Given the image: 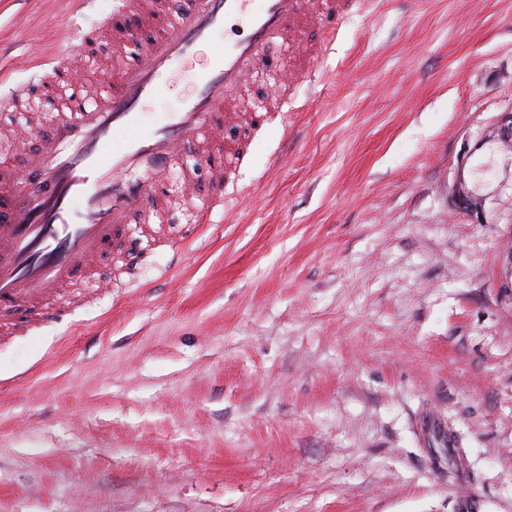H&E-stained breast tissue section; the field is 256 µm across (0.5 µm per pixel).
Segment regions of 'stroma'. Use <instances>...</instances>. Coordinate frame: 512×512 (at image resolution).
I'll list each match as a JSON object with an SVG mask.
<instances>
[{"mask_svg":"<svg viewBox=\"0 0 512 512\" xmlns=\"http://www.w3.org/2000/svg\"><path fill=\"white\" fill-rule=\"evenodd\" d=\"M70 0H0V99L67 53L103 86ZM224 127L245 156L224 209L112 236L93 289L0 329V512H512V189L452 209L464 144L512 107V0L354 6L315 76L268 49ZM197 68L145 103L152 127Z\"/></svg>","mask_w":512,"mask_h":512,"instance_id":"35a3bbf8","label":"stroma"}]
</instances>
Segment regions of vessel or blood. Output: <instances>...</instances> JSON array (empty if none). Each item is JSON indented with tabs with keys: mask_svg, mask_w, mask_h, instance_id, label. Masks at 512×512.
I'll list each match as a JSON object with an SVG mask.
<instances>
[{
	"mask_svg": "<svg viewBox=\"0 0 512 512\" xmlns=\"http://www.w3.org/2000/svg\"><path fill=\"white\" fill-rule=\"evenodd\" d=\"M122 9L153 30L139 63L124 65L93 98L74 96L45 114L50 133L28 156L23 177L0 168V308L38 316L77 270L93 269L116 225L136 223L145 211L162 219L173 172L191 164L179 145L217 140L225 121L240 119L238 92L265 73L272 43L305 22L335 26L347 11L344 0H189L163 15L153 14L149 0H122ZM229 20L241 23L245 36L211 51L182 107L144 129L141 102L159 96ZM117 127L128 133L120 142L112 137ZM239 160L228 151L192 162L213 180L203 192L189 179L176 186L191 199L189 223H208L223 209L224 171Z\"/></svg>",
	"mask_w": 512,
	"mask_h": 512,
	"instance_id": "1",
	"label": "vessel or blood"
}]
</instances>
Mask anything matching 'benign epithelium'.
<instances>
[{"label":"benign epithelium","mask_w":512,"mask_h":512,"mask_svg":"<svg viewBox=\"0 0 512 512\" xmlns=\"http://www.w3.org/2000/svg\"><path fill=\"white\" fill-rule=\"evenodd\" d=\"M493 141L500 146H512V109L500 113L496 123L487 130L472 147H465L458 161L457 179L452 194V203L456 211L466 216L473 224L485 221L486 195L482 194L473 180L474 167L469 165L474 154L488 142Z\"/></svg>","instance_id":"1"}]
</instances>
